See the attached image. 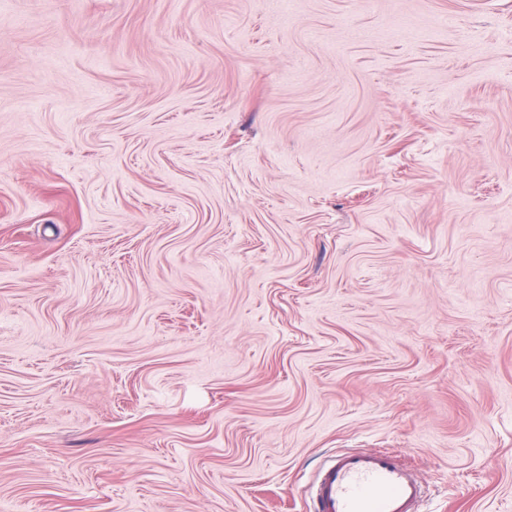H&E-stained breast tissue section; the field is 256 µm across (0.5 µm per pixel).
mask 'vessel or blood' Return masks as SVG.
<instances>
[{
	"instance_id": "vessel-or-blood-1",
	"label": "vessel or blood",
	"mask_w": 512,
	"mask_h": 512,
	"mask_svg": "<svg viewBox=\"0 0 512 512\" xmlns=\"http://www.w3.org/2000/svg\"><path fill=\"white\" fill-rule=\"evenodd\" d=\"M311 512H420L425 490L396 453L336 455L311 486Z\"/></svg>"
}]
</instances>
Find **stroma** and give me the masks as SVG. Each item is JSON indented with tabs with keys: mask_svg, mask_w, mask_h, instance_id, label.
I'll return each mask as SVG.
<instances>
[{
	"mask_svg": "<svg viewBox=\"0 0 512 512\" xmlns=\"http://www.w3.org/2000/svg\"><path fill=\"white\" fill-rule=\"evenodd\" d=\"M367 450L512 512V0H0V505Z\"/></svg>",
	"mask_w": 512,
	"mask_h": 512,
	"instance_id": "1",
	"label": "stroma"
}]
</instances>
